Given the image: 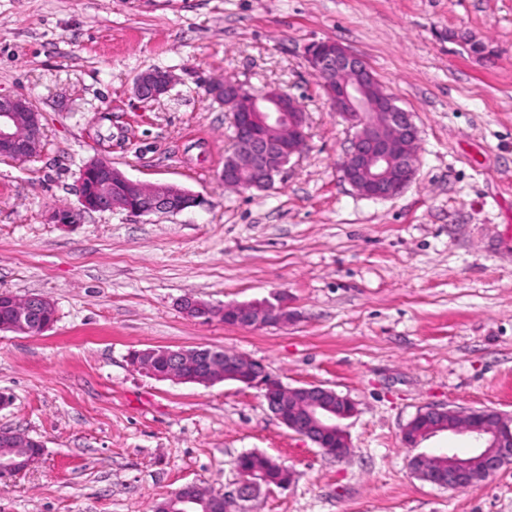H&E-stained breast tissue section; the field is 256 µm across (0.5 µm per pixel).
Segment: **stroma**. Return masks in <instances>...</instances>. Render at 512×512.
<instances>
[{"instance_id":"stroma-1","label":"stroma","mask_w":512,"mask_h":512,"mask_svg":"<svg viewBox=\"0 0 512 512\" xmlns=\"http://www.w3.org/2000/svg\"><path fill=\"white\" fill-rule=\"evenodd\" d=\"M326 39L413 114L417 174L394 198L340 177L354 131L305 58ZM149 69L175 84L146 104L133 85ZM220 80L283 89L307 114L306 148L270 189L224 185L232 116L208 93ZM16 92L41 112L45 149L0 160V292L49 298L56 321L0 333V428L44 445L0 476V512H153L189 483L233 491L246 452L293 473L248 512H512V466L461 491L414 475L416 454H468L467 436L402 441L425 407L512 417V0H0V93ZM98 155L204 204L56 224ZM275 291L282 327L183 308ZM198 346L349 397L347 455L288 430L258 389L159 380L128 361Z\"/></svg>"}]
</instances>
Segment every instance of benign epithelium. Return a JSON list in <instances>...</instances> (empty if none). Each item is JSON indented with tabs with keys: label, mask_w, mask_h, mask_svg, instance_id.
I'll return each mask as SVG.
<instances>
[{
	"label": "benign epithelium",
	"mask_w": 512,
	"mask_h": 512,
	"mask_svg": "<svg viewBox=\"0 0 512 512\" xmlns=\"http://www.w3.org/2000/svg\"><path fill=\"white\" fill-rule=\"evenodd\" d=\"M309 68L323 78L324 92L337 114L355 134L340 161V172L360 196L386 200L401 194L413 182L417 171L418 129L412 114L401 109L396 99L358 55L335 40L308 44ZM173 76L162 70H146L134 80L137 97L153 101L169 92ZM210 94L227 106H243L234 113L233 147L224 158V185L248 190L271 186L274 176L306 144L307 113L292 95L277 87L249 90L236 82H218ZM44 150L42 114L24 94H0V156L26 163ZM91 183L87 194L81 187ZM78 191L81 211H123L132 216L177 214L200 205L199 196L173 183L146 184L127 177L112 161L95 157L83 167ZM11 319L0 322V332L32 335L36 328L46 331L45 321L55 305L43 296L14 297ZM189 315L204 320L214 318L243 328L275 327L288 322V296L248 303L213 306L191 296L183 300ZM167 361L161 380L192 381L210 385L219 380L238 382L262 391L274 417L297 436L326 450L331 441L336 447H349L342 421L356 412L354 402L320 385L290 387L272 377L260 362L235 353L220 357L203 347L194 349L155 348L133 352V367L155 375L154 359ZM420 430L403 428V441L413 447L418 441L439 432L461 433L469 437L473 451L463 459L448 452V466L431 463L426 456H415L412 469L420 471L424 481L441 489L459 491L471 487L470 476L478 470L488 478L512 465V418L491 409L458 411L444 407H425ZM27 435L0 429V473L27 469L33 459L22 460L4 452L15 448ZM191 494L172 496L178 512L204 505L197 494L198 485L188 484Z\"/></svg>",
	"instance_id": "7a95c632"
}]
</instances>
